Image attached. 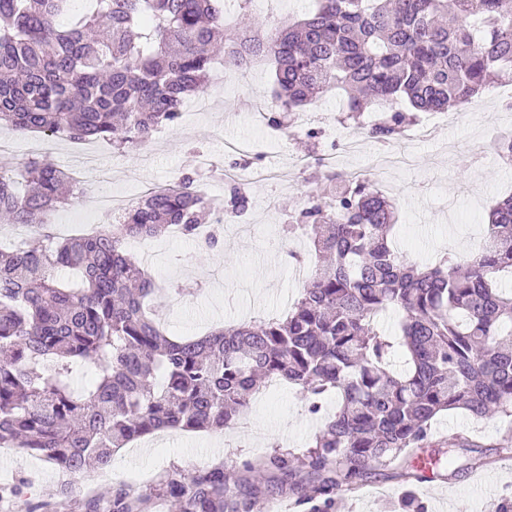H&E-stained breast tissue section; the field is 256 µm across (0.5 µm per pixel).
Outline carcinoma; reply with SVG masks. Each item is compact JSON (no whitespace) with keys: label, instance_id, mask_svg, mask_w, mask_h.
Wrapping results in <instances>:
<instances>
[{"label":"carcinoma","instance_id":"carcinoma-1","mask_svg":"<svg viewBox=\"0 0 512 512\" xmlns=\"http://www.w3.org/2000/svg\"><path fill=\"white\" fill-rule=\"evenodd\" d=\"M74 0H0V127L73 142L108 140L122 151L173 126L204 92L212 45L224 65L271 66L268 121L338 91L343 111L400 102L368 129L400 138L421 113L462 107L512 73V0H316L294 22L231 31L224 0H94L68 27ZM195 174L151 190L95 234H52L47 214L76 197L72 172L44 157L0 167V214L35 229L39 246L0 249V447L41 458L64 473L106 469L117 448L161 429L223 431L237 423L260 384L299 387L320 408L340 396L314 444L242 468L177 472L161 487L175 512H238L231 500L251 477L329 505L363 484L373 466L401 459L420 478L414 449L472 448L464 437H430L440 415L512 416V195L491 209L477 251L422 267L391 244L396 212L367 179L325 172L307 204L288 215L327 264L312 271L282 318L174 339L162 321L155 280L127 250L133 239L176 227L186 238L211 215ZM224 212L251 206L245 184L224 188ZM73 271L77 280L61 278ZM402 313L408 368L377 328ZM95 376L73 388L77 366ZM306 471L312 480L294 481ZM149 495L128 486L86 512H143Z\"/></svg>","mask_w":512,"mask_h":512}]
</instances>
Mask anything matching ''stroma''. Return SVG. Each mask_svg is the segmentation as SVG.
<instances>
[{
    "label": "stroma",
    "instance_id": "stroma-1",
    "mask_svg": "<svg viewBox=\"0 0 512 512\" xmlns=\"http://www.w3.org/2000/svg\"><path fill=\"white\" fill-rule=\"evenodd\" d=\"M272 90L265 64L245 73H211L206 108L192 109L183 124L168 128L151 149L136 146L120 153L98 143L101 168L83 173L85 188L102 182L109 191L136 202L151 187L171 183L193 168L196 151L208 152L224 167L236 162V155L225 150L226 141L233 140L247 148L253 164L280 173L274 184L250 185L252 205L247 212L248 219L271 225L278 235L289 212L303 207L315 188L312 169L303 163L305 155L329 151L336 155L337 171L360 172L394 200L395 239L407 258L422 264L473 251L485 233L490 206L512 191V164L503 162L495 150L500 134L512 131V108L507 105L512 78L486 88L483 112L459 110L457 126L442 129L434 140L410 146L409 165L392 169L377 163L387 149L385 143L366 137L360 153L342 151L343 139L370 118L361 116L356 125L341 123L343 98L336 93L310 105L317 138L300 134L286 138L279 149H268L265 129L254 123L253 109L257 103L270 102ZM270 193L277 197V208L267 214L262 201ZM130 249L159 279L183 289L182 299H167L164 316L171 333L184 337L287 313L304 286L294 274L292 254L303 256L306 268L316 263L302 236L278 246L238 224L225 225L224 249L219 253L204 254L197 243L171 237L156 241L150 254L136 243ZM308 404L306 395L291 384L264 387L242 415L250 422L252 435L240 436L234 427L221 433L170 430L113 455L106 473L94 476L65 475L48 462L9 451L0 456V512H27V501L52 499L63 482L71 487L63 512H83L81 504L89 489L104 493L124 484L151 493L149 512H174L158 493L173 472L229 467L275 453L302 454L324 426L319 416L309 412ZM433 431L439 438L460 435L475 442L473 448L456 449L454 474L427 485L400 478L399 463L379 464L358 489L338 491L330 512H409L411 501L422 504L426 512H499L503 502L512 503V451L501 448L512 437V417L476 419L453 411L439 416ZM21 478L32 485L26 501L9 495ZM235 494L247 503L285 502L291 512L315 509L311 500L289 495L273 478L243 485Z\"/></svg>",
    "mask_w": 512,
    "mask_h": 512
}]
</instances>
